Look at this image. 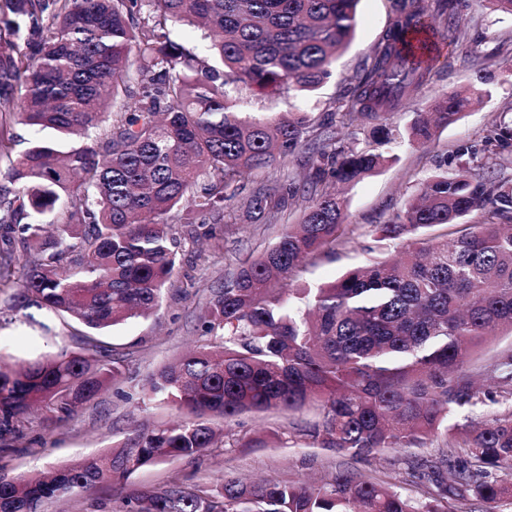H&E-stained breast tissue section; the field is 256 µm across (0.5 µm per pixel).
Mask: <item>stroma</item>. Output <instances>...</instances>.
Returning <instances> with one entry per match:
<instances>
[{
	"mask_svg": "<svg viewBox=\"0 0 512 512\" xmlns=\"http://www.w3.org/2000/svg\"><path fill=\"white\" fill-rule=\"evenodd\" d=\"M465 12L471 23L464 35L447 53L441 54L431 84L407 101L393 116L392 123L397 129H406L415 113L425 110L435 97L474 85L482 76L488 80L490 97L467 107L456 122L440 129L427 147L400 144L395 161L357 184L344 187L346 221L356 228L355 241L347 248L337 249L335 254L323 253L303 264L294 274L296 284L328 283L346 269L372 260L377 243L369 233L370 227L391 219L434 172L437 162L444 160L449 169L461 168L478 174L480 164L488 160L484 150L486 137L496 125H512V14L494 10L488 0H467ZM391 19V0H360L354 39L338 58L336 69L323 88L309 99L291 101L252 92L247 116L301 108L314 120H321L339 93L342 77L352 73L372 52ZM304 173V161L298 158L286 167L240 182L235 198L224 203V221L235 225L236 232L225 238L219 251L206 240L200 217L180 213L176 224V267L164 287L160 307L150 316L131 319L99 335L114 356L123 360L120 385L85 404L67 421L59 423L38 412L22 432L1 437L0 478L18 482L43 471L66 467L104 454L114 441L135 431L181 419V412L174 407L147 399L143 384L188 348L204 344L201 315L212 290L221 287L225 274L241 261L271 245L282 224L299 220L301 200L289 201L283 222L277 225L246 217L241 198L259 183L272 182L286 174L299 180ZM44 320L53 326L54 336H42L38 324ZM86 332L84 325L69 316L50 315L38 309L29 319L21 314L7 316L0 319V358L14 363L48 351H75ZM338 463L333 452L302 441L267 448L220 446L200 458L175 459L146 467L131 477L129 486L158 488L175 477L190 483L216 485L228 474L246 479H317L335 472ZM361 468L378 479L395 483L405 494H421L419 480L395 453H384L362 463ZM127 488L100 484L47 502L42 512H111L119 506Z\"/></svg>",
	"mask_w": 512,
	"mask_h": 512,
	"instance_id": "obj_1",
	"label": "stroma"
}]
</instances>
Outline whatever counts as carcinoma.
Returning a JSON list of instances; mask_svg holds the SVG:
<instances>
[{
	"label": "carcinoma",
	"mask_w": 512,
	"mask_h": 512,
	"mask_svg": "<svg viewBox=\"0 0 512 512\" xmlns=\"http://www.w3.org/2000/svg\"><path fill=\"white\" fill-rule=\"evenodd\" d=\"M359 0H0V294L5 310L67 314L92 331L150 315L176 258L171 213L212 224L215 246L228 189L307 154L299 182L262 183L246 216L277 224L288 200L301 222L243 263L207 302L208 343L153 373L145 395L184 419L141 430L90 457L19 483L0 478V512H40L43 502L96 483L125 484L146 466L195 458L217 445L208 416L288 415V433L360 463L402 455L427 478L420 498L360 469L318 482H246L133 489L119 512H495L512 501V178L503 159L472 177L440 163L376 240L401 245L316 288L293 284L299 264L354 240L335 185L393 161L383 147L391 118L433 79L434 63L406 38L456 35L461 0H392L383 38L342 81L330 119L370 128L364 147L336 145L307 112L242 116L243 93L284 99L319 90L352 41ZM208 30L199 56L172 38ZM475 94H442L406 130L423 147ZM110 123L102 126L105 114ZM18 125L51 130L14 154ZM66 198L62 224L41 217ZM474 211L483 220L466 224ZM112 350L93 335L81 352L44 353L0 368V435L35 409L57 420L120 384ZM479 409L481 422L458 414ZM261 448L281 431L229 434ZM409 448H435L427 458Z\"/></svg>",
	"instance_id": "cac0c4a2"
}]
</instances>
